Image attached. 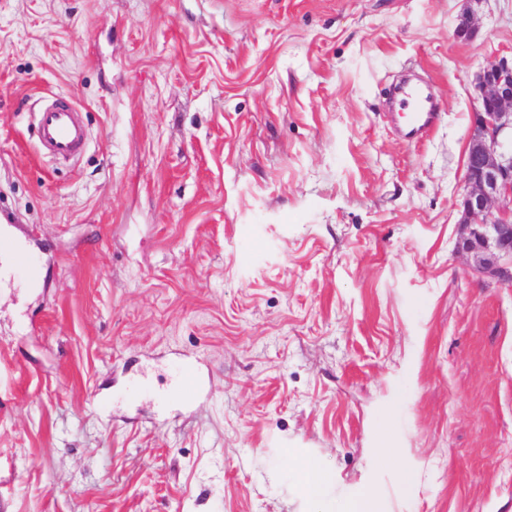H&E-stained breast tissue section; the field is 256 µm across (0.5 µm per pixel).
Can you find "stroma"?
Wrapping results in <instances>:
<instances>
[{
    "label": "stroma",
    "instance_id": "35a3bbf8",
    "mask_svg": "<svg viewBox=\"0 0 512 512\" xmlns=\"http://www.w3.org/2000/svg\"><path fill=\"white\" fill-rule=\"evenodd\" d=\"M510 58L512 0H0V212L43 257L0 282V512H301L291 454L381 512H512V285L456 250ZM399 105L407 117L404 138L413 143L428 136L439 111L434 97L421 87H410L401 94ZM44 152L54 158H70L84 146V132L73 107L51 105L34 117Z\"/></svg>",
    "mask_w": 512,
    "mask_h": 512
}]
</instances>
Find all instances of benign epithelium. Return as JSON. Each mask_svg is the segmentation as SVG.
<instances>
[{"label":"benign epithelium","mask_w":512,"mask_h":512,"mask_svg":"<svg viewBox=\"0 0 512 512\" xmlns=\"http://www.w3.org/2000/svg\"><path fill=\"white\" fill-rule=\"evenodd\" d=\"M479 91L464 170L457 251L471 269L512 284V63L478 73Z\"/></svg>","instance_id":"7a95c632"}]
</instances>
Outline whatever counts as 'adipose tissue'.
<instances>
[{
	"label": "adipose tissue",
	"mask_w": 512,
	"mask_h": 512,
	"mask_svg": "<svg viewBox=\"0 0 512 512\" xmlns=\"http://www.w3.org/2000/svg\"><path fill=\"white\" fill-rule=\"evenodd\" d=\"M296 468L303 512H374L371 490H363L356 498L340 505L316 461L308 457L299 458Z\"/></svg>",
	"instance_id": "obj_1"
}]
</instances>
